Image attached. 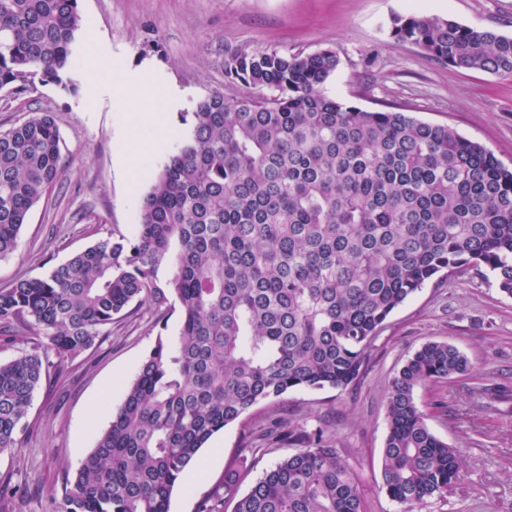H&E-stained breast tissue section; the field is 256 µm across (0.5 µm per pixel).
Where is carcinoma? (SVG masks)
<instances>
[{
  "instance_id": "carcinoma-1",
  "label": "carcinoma",
  "mask_w": 512,
  "mask_h": 512,
  "mask_svg": "<svg viewBox=\"0 0 512 512\" xmlns=\"http://www.w3.org/2000/svg\"><path fill=\"white\" fill-rule=\"evenodd\" d=\"M81 31L79 0H0V89L76 92ZM387 31L438 64L512 74V37L492 29L410 12ZM337 66L329 48L227 54L225 76L251 92L196 102L136 233L0 288V327H29L56 357L0 362L1 453L19 446L53 367L132 305L172 297L181 315L48 512H169L214 434L290 391L348 387L390 315L431 281L483 267L512 297V167L449 125L327 94ZM61 144L49 112L0 131V257L60 181ZM469 371L457 347L430 341L389 386L382 489L404 512L463 478L460 449L431 431L415 391ZM296 441L242 496L227 468L233 512H363L359 480L324 432Z\"/></svg>"
}]
</instances>
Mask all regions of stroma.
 <instances>
[{
  "instance_id": "35a3bbf8",
  "label": "stroma",
  "mask_w": 512,
  "mask_h": 512,
  "mask_svg": "<svg viewBox=\"0 0 512 512\" xmlns=\"http://www.w3.org/2000/svg\"><path fill=\"white\" fill-rule=\"evenodd\" d=\"M79 6L78 92L54 85L23 94L0 90V130L34 112L53 113L65 162L60 183L33 208L15 251L0 259V288L43 275L99 239L134 235L143 195L190 130L187 112L216 90L229 100L244 94L224 76L228 49H333L339 59L327 84L333 95L364 110L401 109L450 125L512 165V76L438 65L386 31L392 14L419 10L510 37L512 0H80ZM144 64L156 73L145 105L163 112L170 91L179 94L160 133L128 131L131 106L112 88L113 71L132 73ZM91 68L100 74L93 85L85 78ZM179 327L177 311L141 306L42 381L20 450L0 453V479L23 490L1 500L0 512H47L48 498L61 493L66 473L92 451L157 337L175 339ZM429 341L455 345L471 364L469 374L415 392L430 429L461 449L465 477L417 512H512V297L472 268L429 283L397 309L349 387L289 392L217 433L201 453L194 486H176L170 512H196L205 499L215 512H232L223 487L231 462L239 464L244 493L296 449L289 439L262 440L278 416L294 433L321 430L331 438L360 481L364 512H401L381 489L386 395L406 360Z\"/></svg>"
}]
</instances>
